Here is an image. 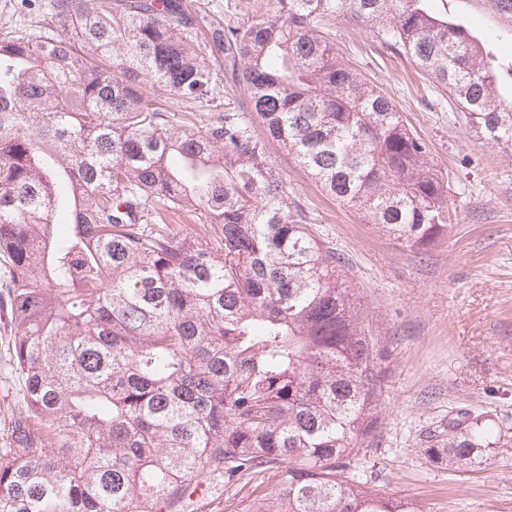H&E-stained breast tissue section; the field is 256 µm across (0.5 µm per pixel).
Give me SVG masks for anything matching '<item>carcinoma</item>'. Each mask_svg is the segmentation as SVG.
Instances as JSON below:
<instances>
[{
	"label": "carcinoma",
	"instance_id": "cac0c4a2",
	"mask_svg": "<svg viewBox=\"0 0 512 512\" xmlns=\"http://www.w3.org/2000/svg\"><path fill=\"white\" fill-rule=\"evenodd\" d=\"M473 2L494 40L429 0H274L205 28L184 0H53L0 40V308L25 388L0 512H184L242 482L233 512H425L360 469L383 348L254 122L399 245L447 240L448 176L325 26L378 25L512 158V0ZM224 77L245 107L193 112ZM494 436L453 418L426 455L473 468Z\"/></svg>",
	"mask_w": 512,
	"mask_h": 512
}]
</instances>
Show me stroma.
<instances>
[{
	"instance_id": "stroma-1",
	"label": "stroma",
	"mask_w": 512,
	"mask_h": 512,
	"mask_svg": "<svg viewBox=\"0 0 512 512\" xmlns=\"http://www.w3.org/2000/svg\"><path fill=\"white\" fill-rule=\"evenodd\" d=\"M204 21L247 24L272 0H190ZM51 0H0V39L23 34ZM336 50L388 97L447 174L460 221L448 240L418 254L363 223L296 167L277 142L270 164L305 199L314 231L333 247L381 337L388 378L374 445L363 464L375 490L427 512H512V160L457 119L447 94L383 44L376 28L336 19ZM0 310V448L11 447L24 385ZM479 417L501 430L479 467L431 463L424 450L449 419Z\"/></svg>"
}]
</instances>
